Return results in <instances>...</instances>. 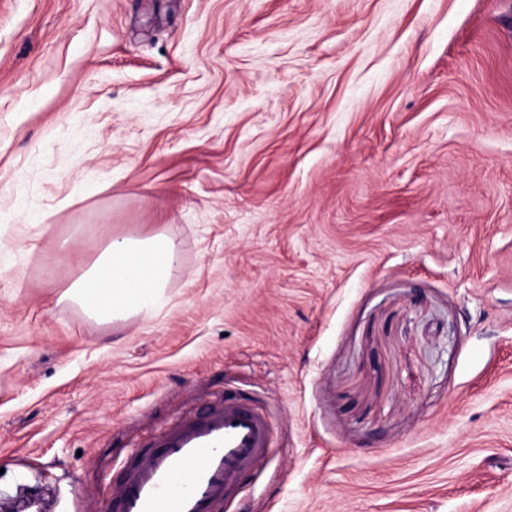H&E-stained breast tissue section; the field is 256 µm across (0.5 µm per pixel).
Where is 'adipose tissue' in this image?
<instances>
[{
    "mask_svg": "<svg viewBox=\"0 0 512 512\" xmlns=\"http://www.w3.org/2000/svg\"><path fill=\"white\" fill-rule=\"evenodd\" d=\"M175 261V246L165 235L115 237L72 290L102 320L147 314L163 299Z\"/></svg>",
    "mask_w": 512,
    "mask_h": 512,
    "instance_id": "ef3b65f1",
    "label": "adipose tissue"
}]
</instances>
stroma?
I'll use <instances>...</instances> for the list:
<instances>
[{"label": "stroma", "instance_id": "1", "mask_svg": "<svg viewBox=\"0 0 512 512\" xmlns=\"http://www.w3.org/2000/svg\"><path fill=\"white\" fill-rule=\"evenodd\" d=\"M156 233L153 316L68 297ZM229 388L223 512H512V0H0V500Z\"/></svg>", "mask_w": 512, "mask_h": 512}]
</instances>
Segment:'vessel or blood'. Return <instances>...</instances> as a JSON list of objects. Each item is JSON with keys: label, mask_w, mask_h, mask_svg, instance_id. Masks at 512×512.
<instances>
[{"label": "vessel or blood", "mask_w": 512, "mask_h": 512, "mask_svg": "<svg viewBox=\"0 0 512 512\" xmlns=\"http://www.w3.org/2000/svg\"><path fill=\"white\" fill-rule=\"evenodd\" d=\"M269 447L264 416L225 400L164 430L129 462L110 512H217Z\"/></svg>", "instance_id": "1"}]
</instances>
